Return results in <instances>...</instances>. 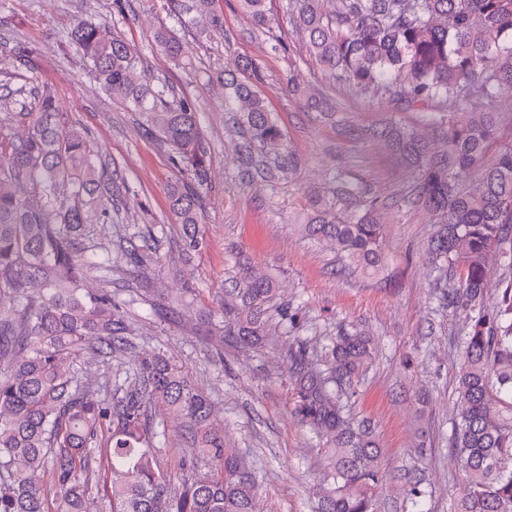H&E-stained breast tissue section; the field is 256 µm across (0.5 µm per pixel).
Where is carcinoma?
<instances>
[{"instance_id":"1","label":"carcinoma","mask_w":512,"mask_h":512,"mask_svg":"<svg viewBox=\"0 0 512 512\" xmlns=\"http://www.w3.org/2000/svg\"><path fill=\"white\" fill-rule=\"evenodd\" d=\"M172 25L155 33L156 50L186 67L178 32L224 30L219 0H165ZM291 21L317 64L361 90L379 91L395 110L431 113L440 152L390 120L375 130L411 185L400 205L424 208L438 229L426 249L429 275L442 299L470 312L458 376L452 448L463 461L451 512H512V279L485 303L489 260L512 271V138L500 135L502 113L488 107L512 90V0H293ZM100 87L142 114L143 128L170 150L191 179L168 190L182 225L184 251L201 244L198 189L208 184V153L195 104L177 98L145 70L135 49L85 20L65 35ZM14 61L37 72V51L20 44ZM243 80L225 81L228 103L242 117L240 152H265V173L291 171L278 153L283 134L256 90L260 71L239 65ZM18 136L0 126V512H89L81 479L107 427L104 478L109 512H257L258 485L245 461L224 447L213 406L188 375L162 354L135 364L134 389L121 399L90 398L74 386L73 366L86 352L110 356L126 346L112 292L90 288L98 266L79 240L94 216L112 223L123 185L90 149L85 131L64 125L52 90L36 85L15 113ZM305 237L328 241L364 273L384 261L383 211L342 176L333 191L307 194ZM455 275L448 284V274ZM275 292L272 278L245 267L224 308L228 331L242 345L262 336ZM375 356L372 337L353 329L324 348L327 368L300 345L290 355L301 422L326 440L330 488L319 512H377L380 448L374 426L346 413ZM162 408L191 435L192 455L175 473L161 468L148 436L149 409ZM409 512H424L425 477H409Z\"/></svg>"}]
</instances>
